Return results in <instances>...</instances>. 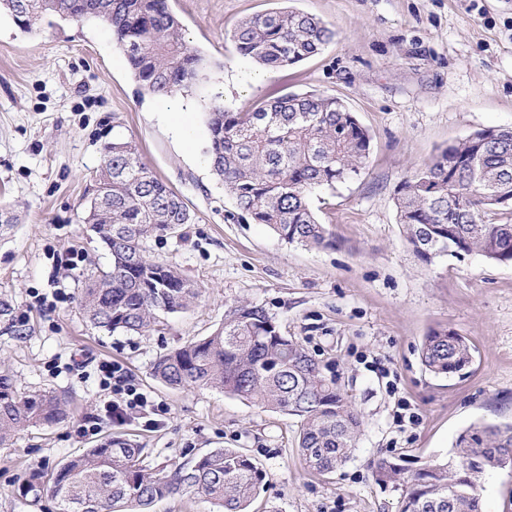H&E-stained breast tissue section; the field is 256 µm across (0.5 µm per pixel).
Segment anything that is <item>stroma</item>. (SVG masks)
Wrapping results in <instances>:
<instances>
[{
  "instance_id": "35a3bbf8",
  "label": "stroma",
  "mask_w": 512,
  "mask_h": 512,
  "mask_svg": "<svg viewBox=\"0 0 512 512\" xmlns=\"http://www.w3.org/2000/svg\"><path fill=\"white\" fill-rule=\"evenodd\" d=\"M191 45L215 61L189 96L139 95L123 52L95 19L44 16L25 32L0 11V368L19 395H69L63 423L18 430L0 447V512H56L26 503V475L129 435L154 466L216 448L245 451L265 475L253 512H398L402 488L378 483L372 461L407 472L452 456L465 429L512 422V264L477 256L426 263L405 243L394 193L417 166L484 128H512V0H169ZM292 6L336 33L319 54L286 69L241 57L232 34L245 18ZM287 92L340 100L369 131L358 176L320 188L310 204L334 246L289 244L254 223L210 167L206 113L234 112ZM186 120L190 141L173 131ZM132 141L149 170L185 204L192 223L144 241L148 257L199 289L186 310L144 334L94 329L80 307L88 277L109 256L85 222L93 177L113 137ZM80 254L69 267L71 254ZM263 307L301 342L362 417L351 459L335 472L305 469L298 417L212 388L172 389L151 375L160 355L211 334L227 307ZM435 328L474 350L466 373H430L421 344ZM117 361L168 412L158 426L131 415L80 433L110 400L100 361ZM483 512H512V468L478 479Z\"/></svg>"
}]
</instances>
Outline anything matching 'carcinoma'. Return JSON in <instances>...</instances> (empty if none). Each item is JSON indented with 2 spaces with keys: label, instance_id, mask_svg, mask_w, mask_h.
<instances>
[{
  "label": "carcinoma",
  "instance_id": "carcinoma-1",
  "mask_svg": "<svg viewBox=\"0 0 512 512\" xmlns=\"http://www.w3.org/2000/svg\"><path fill=\"white\" fill-rule=\"evenodd\" d=\"M29 32L45 15L95 19L112 30L141 89L152 95L190 94L211 62L186 43L168 0H53L47 8L28 0L14 13ZM334 31L319 17L288 7L249 17L232 34L240 55L272 69L293 66L320 53ZM213 173L238 209L267 225L289 244H336L310 206L309 195L360 174L371 137L356 115L331 97L284 94L250 112L219 102L208 110ZM97 189L85 223L111 256L107 269L83 289L82 310L96 329L148 332L164 316L188 307L196 286L174 267L144 254L142 243L166 236L193 217L139 157L136 146L112 139L96 171ZM512 198V129L479 130L416 168L394 194L407 245L426 263L478 255L512 263V222L492 223L489 212ZM473 359L468 341L448 329L430 331L422 362L438 376L463 374ZM153 376L167 386L211 387L301 419L298 448L305 467L333 472L356 447L361 420L348 396L327 378L297 340L281 333L273 317L248 303L231 305L210 335L159 357ZM67 416L66 400L53 391L20 396L0 374V446L29 425L53 426ZM512 461V424H482L457 437L455 456L404 475L393 457L372 461L378 482L402 481L399 512H482L477 478ZM265 474L245 452L217 448L170 468L152 469L136 441L109 437L68 459L45 478L25 480L32 504L47 493L58 512H151L175 495L204 496L224 512H250Z\"/></svg>",
  "mask_w": 512,
  "mask_h": 512
}]
</instances>
